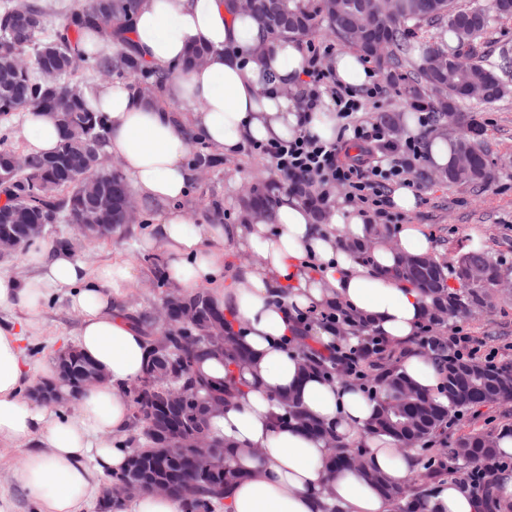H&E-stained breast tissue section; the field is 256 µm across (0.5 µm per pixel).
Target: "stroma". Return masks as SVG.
Segmentation results:
<instances>
[{
  "label": "stroma",
  "instance_id": "obj_1",
  "mask_svg": "<svg viewBox=\"0 0 512 512\" xmlns=\"http://www.w3.org/2000/svg\"><path fill=\"white\" fill-rule=\"evenodd\" d=\"M478 117L483 126V140L490 158L498 170L497 179L481 191L448 185L447 181L431 175L428 159H421L413 175L414 191L418 197L415 210L398 212L403 224L426 225L438 246L436 257L452 265L460 253L471 245L482 244L501 265L503 274L512 275V95L491 108L481 109ZM285 180L265 158L245 151L225 156L217 170L198 173L180 201L183 210L195 223L212 221L213 209H221L224 223L236 224L242 218L241 200L246 188H264ZM162 202H145L136 223L128 225L122 236L110 240L87 239L71 225L49 227L47 240L65 237L72 241L78 259L88 266L104 261L128 260L138 272L132 288L120 297L121 303L138 312L155 313L164 288L153 273V263L162 259V251L141 253L135 248L140 237L149 233L156 217L165 210ZM78 318L69 312L65 290H55L42 309L38 332L28 334L27 340L41 344L43 350L33 356V363L54 358L56 351L73 344ZM484 341L486 350L496 351L499 359L512 363V295L491 298L488 305L469 317L448 322L443 335L455 328ZM512 427V402L478 406L463 416L452 419L444 439L434 447L433 454L443 465L448 477L463 478L465 466L453 459L455 441L470 432L498 434ZM24 452L18 448L0 450V500L8 512H28L21 489L20 461Z\"/></svg>",
  "mask_w": 512,
  "mask_h": 512
}]
</instances>
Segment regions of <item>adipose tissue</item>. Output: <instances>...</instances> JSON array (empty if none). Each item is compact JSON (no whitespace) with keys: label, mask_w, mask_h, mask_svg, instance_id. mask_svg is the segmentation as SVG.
Instances as JSON below:
<instances>
[{"label":"adipose tissue","mask_w":512,"mask_h":512,"mask_svg":"<svg viewBox=\"0 0 512 512\" xmlns=\"http://www.w3.org/2000/svg\"><path fill=\"white\" fill-rule=\"evenodd\" d=\"M127 37L122 44L91 30L83 45L103 55L130 46L142 64L166 76L161 105L122 84L88 96L91 108L110 120L108 149L120 157L132 192L171 204L138 248L149 253L164 245V277L186 289L209 288L248 353L231 371L215 358L198 366L213 380L234 375L239 387L210 421L211 432L224 439L226 462L240 473L227 491L225 512H323L332 504L342 512H393V504L359 472L340 467L329 473L321 463L334 445L362 440L370 465L399 483L413 458L397 452L389 436L367 434L375 401L351 382L302 372L285 341L298 328L297 313L335 303L388 342L413 339L431 302L397 271L401 256L435 254L432 236L420 224L376 234L350 206L323 219L306 196L280 191L271 209L250 212L244 223L191 227L177 206L192 177L183 164L187 135L203 137L216 152L233 153L251 141L291 138L303 128L330 141L338 136L339 121L324 105L302 124L294 95L307 68L302 48L293 41L270 43L263 29L229 11L224 0H141ZM194 46L208 48L205 63L180 71ZM22 131L31 152L52 154L61 141L49 111L25 113ZM216 242L252 255L253 263L225 281L224 254L212 248ZM31 263L30 277L0 274V307L25 316L21 330L0 327V447L26 451L21 482L32 512H85L107 476L125 463L127 451L116 444L129 426L125 390L142 377L149 360L143 331L116 303L136 269L127 261L91 268L76 259L71 245L52 241ZM61 288L78 317L77 349L105 375L79 397L70 418L28 396V389L53 376L54 365L31 364L22 346L23 334L37 323L41 300ZM400 370L436 402L448 404L441 371L428 355L408 356ZM288 394L325 425L328 436H311L281 421L278 398ZM484 508L453 480L438 486L428 501L429 512Z\"/></svg>","instance_id":"1"}]
</instances>
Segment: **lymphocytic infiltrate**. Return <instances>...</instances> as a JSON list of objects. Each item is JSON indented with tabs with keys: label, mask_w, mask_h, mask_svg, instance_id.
I'll return each instance as SVG.
<instances>
[{
	"label": "lymphocytic infiltrate",
	"mask_w": 512,
	"mask_h": 512,
	"mask_svg": "<svg viewBox=\"0 0 512 512\" xmlns=\"http://www.w3.org/2000/svg\"><path fill=\"white\" fill-rule=\"evenodd\" d=\"M332 52V47L323 42L308 43L303 112L311 114L323 95H330L343 130L352 131L355 142L377 148L380 161L338 163L339 143L324 142L305 132L289 140L255 142L251 148L274 165L289 187H313L317 207L328 206L331 189L339 186L344 190L347 205L364 207L374 217L383 218L387 215L385 189L391 181L410 179L416 161L422 156L420 142L413 136L394 139L382 122L365 119L367 102H379L385 88L376 81L357 90L332 80L330 71L322 65Z\"/></svg>",
	"instance_id": "obj_1"
}]
</instances>
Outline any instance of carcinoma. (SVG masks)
I'll return each mask as SVG.
<instances>
[{
	"label": "carcinoma",
	"instance_id": "obj_1",
	"mask_svg": "<svg viewBox=\"0 0 512 512\" xmlns=\"http://www.w3.org/2000/svg\"><path fill=\"white\" fill-rule=\"evenodd\" d=\"M139 4L140 0H86L85 4L72 9L61 28L56 30L46 20L48 12L37 5L23 7L25 14L38 20L36 27L27 28L14 23L17 8L10 0L0 3V120H9L20 110L54 112L63 129L57 152L67 159V163L58 166L50 163V155L0 148V169L10 168L8 177L0 180V193L5 196L0 213L12 216L8 221L0 219V237H13L32 246L37 240H28L29 226L48 220L56 224L112 225L109 235H95L100 240H110L123 230L122 220L116 218L118 210L112 206V193L122 191L128 184L123 172L106 161L108 119L101 112L90 111L84 87L68 82V78L73 74L70 61L77 57L83 66L97 73H119L130 88L155 100V89L163 76L135 58L128 56L122 66L115 67L112 61L93 52L76 51L86 28L110 24L125 28ZM248 17L260 25L273 42L298 41L324 26L344 44L369 58L373 54L365 34L375 29L388 44L383 70L394 79L405 81V95L410 105L426 108L439 119H446L448 113L455 112L462 125L475 129L480 128L476 115L464 111L470 104L469 92L492 81V92L481 101V106L490 107L507 96L512 82L511 50H502L496 60L478 51L482 39L495 24L512 20V0H479L468 7L458 6L454 0H315L311 9L303 0H255L254 11ZM425 28L435 30L434 42L428 44L415 72L404 77L398 70L414 50L410 35ZM29 48L33 51L30 58L26 56ZM461 145L478 154L477 176L460 183L450 180L448 184L459 183L475 190L485 187L487 181L479 173L483 167L493 166L487 148L481 141L470 140L464 143L455 140L452 148ZM85 159L91 162L90 169L102 186L100 195L88 191L79 181L78 164ZM222 161L220 156L197 151L192 165L217 168ZM256 206L270 208L272 201L250 189L244 195L243 215H248ZM465 255L486 267L487 278L466 281L458 267H453L461 287L458 293L448 287L446 267L439 262L431 278L405 271L399 273L402 280L442 305V317L432 320L435 329H441L450 318L466 314L475 307L476 301L488 300L492 280L501 272L497 261L481 246ZM185 302L193 309L196 319L189 320L172 309L165 323L134 317L147 333L151 355L146 368L148 379L138 388L126 391L134 434L121 441V446L136 454L140 462L137 469L131 466L110 474L108 481L141 484L145 474L163 464L180 475L176 496L183 512H216L224 501L226 487L239 478L237 471L226 463L221 469L215 467L212 462L195 456L192 448L177 447L170 458L158 459L150 419L161 412L159 392L163 389H186L222 402L230 399L236 391L232 380L205 382L197 376L196 366L201 359L216 355L218 350L224 354L228 367L242 361L246 353L225 335L224 311L214 304L209 289L194 288L186 292ZM296 353L307 370L322 372L332 365L331 359L322 357L304 341L300 342ZM427 354L440 361L442 389L454 402L452 411L416 387L412 388L407 403H397L395 391L408 384L397 364L381 363L385 359L382 352L368 364V385L372 388L371 396L378 402L368 431L392 437L406 451L435 442L448 429L454 411L512 400V382H508L512 370L488 369L473 359L447 354L438 345L427 349ZM92 368L94 363L79 350L70 349L68 394L72 398L83 393L84 376ZM284 419L312 434H328V429L312 420L291 397L284 408ZM496 454V445L479 432L458 438L453 448V455H465L471 463ZM338 463L361 471L399 512H421L432 491L429 481L440 475L430 462L427 479L413 473L405 483L397 485L369 467L366 452L354 451L349 446L339 447L326 460L325 466L330 468Z\"/></svg>",
	"mask_w": 512,
	"mask_h": 512
}]
</instances>
